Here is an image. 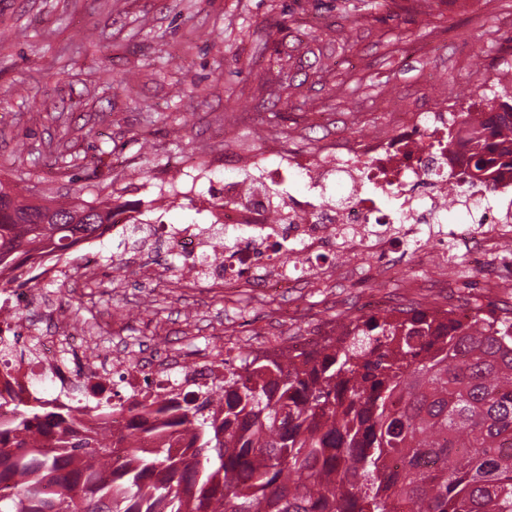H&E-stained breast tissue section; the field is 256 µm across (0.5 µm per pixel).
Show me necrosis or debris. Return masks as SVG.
Wrapping results in <instances>:
<instances>
[{
	"instance_id": "obj_1",
	"label": "necrosis or debris",
	"mask_w": 512,
	"mask_h": 512,
	"mask_svg": "<svg viewBox=\"0 0 512 512\" xmlns=\"http://www.w3.org/2000/svg\"><path fill=\"white\" fill-rule=\"evenodd\" d=\"M502 112V106L496 105L463 123L444 102L430 112L395 113L391 131L354 136L344 147H323L289 158L271 151L241 160V167L253 171L262 187L279 188L278 203H269L262 189L244 197L239 181L228 178L224 206L214 212L213 223L155 224L151 230L170 254L181 257L212 247L216 230L235 232L239 242L225 248L212 279L227 289L264 292L288 286L286 265L293 254L302 257L307 270L335 272V265L327 260L329 242L335 238L341 239L342 250L364 259L400 243H444L448 233L443 225L452 212L459 223L476 222L493 237H510L512 216L499 210L503 201L512 198L510 166L496 170L494 182L480 200L463 194L450 210L438 202L440 189L469 174L472 155L494 143L493 128ZM450 134L455 144L448 149L444 141ZM332 176L351 187L344 203L333 205L326 197ZM296 179L308 181L312 196L285 191V184ZM48 312L51 326L39 332L32 352L11 349L18 324L0 318V421L9 417L15 400L42 398L47 389L62 403L71 402L79 392L92 403L98 391L107 390L111 378L123 377L130 390L148 377L162 383L163 399L172 400L211 384L224 371L223 360L214 356L177 378L173 370L179 360L171 352L153 349L148 363L133 365L125 347L117 343L105 358L89 359L80 374H73L61 360L62 345L82 349L96 338L71 334L63 308Z\"/></svg>"
}]
</instances>
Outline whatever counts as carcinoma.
Returning <instances> with one entry per match:
<instances>
[{
	"label": "carcinoma",
	"mask_w": 512,
	"mask_h": 512,
	"mask_svg": "<svg viewBox=\"0 0 512 512\" xmlns=\"http://www.w3.org/2000/svg\"><path fill=\"white\" fill-rule=\"evenodd\" d=\"M28 208L0 181V266L146 223L110 202L42 204L47 224L11 213ZM470 310L372 316L307 352L247 356L180 401L143 395L148 426L120 399L126 436L26 441L90 408L22 402L0 426V512H512V308Z\"/></svg>",
	"instance_id": "cac0c4a2"
}]
</instances>
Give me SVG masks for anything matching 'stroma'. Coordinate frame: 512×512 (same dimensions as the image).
<instances>
[{"label":"stroma","mask_w":512,"mask_h":512,"mask_svg":"<svg viewBox=\"0 0 512 512\" xmlns=\"http://www.w3.org/2000/svg\"><path fill=\"white\" fill-rule=\"evenodd\" d=\"M3 31L0 181L43 201H149L147 220L176 226L210 223L237 152L382 132L390 113L435 100L461 112L478 71L512 72V0H0ZM460 230L449 225L447 254L348 256L260 304L156 263L118 269L127 240H104L94 277L78 251L67 280L35 289L86 313L100 352L115 332L133 350L162 338L193 368L211 348L264 353L271 336L288 350L321 320L361 316L374 290L393 312L512 306V243L472 254Z\"/></svg>","instance_id":"1"}]
</instances>
